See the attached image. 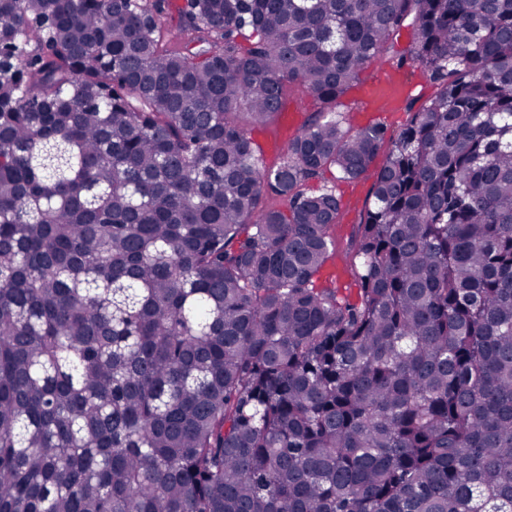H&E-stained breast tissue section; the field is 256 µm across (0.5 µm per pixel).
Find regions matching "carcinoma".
<instances>
[{
    "label": "carcinoma",
    "mask_w": 512,
    "mask_h": 512,
    "mask_svg": "<svg viewBox=\"0 0 512 512\" xmlns=\"http://www.w3.org/2000/svg\"><path fill=\"white\" fill-rule=\"evenodd\" d=\"M166 9L0 0V512H512V0ZM378 61L437 90L350 302L302 185L374 164L336 107Z\"/></svg>",
    "instance_id": "1"
}]
</instances>
